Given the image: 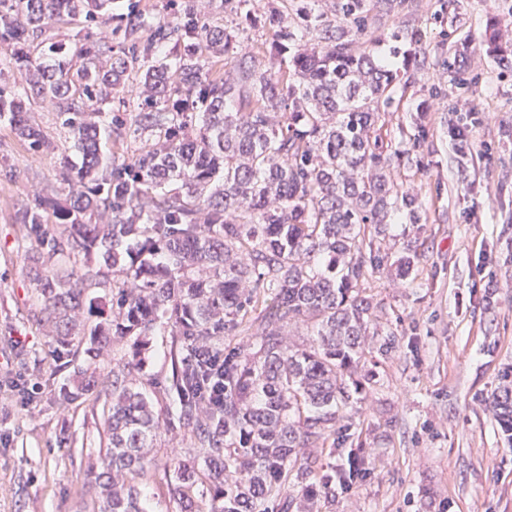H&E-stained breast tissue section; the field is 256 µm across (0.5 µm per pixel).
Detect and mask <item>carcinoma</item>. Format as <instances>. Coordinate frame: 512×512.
Wrapping results in <instances>:
<instances>
[{"instance_id": "carcinoma-1", "label": "carcinoma", "mask_w": 512, "mask_h": 512, "mask_svg": "<svg viewBox=\"0 0 512 512\" xmlns=\"http://www.w3.org/2000/svg\"><path fill=\"white\" fill-rule=\"evenodd\" d=\"M219 0L220 25L196 0H165L171 23L138 37L139 21L116 29L120 49L80 48L73 68L63 46L26 45L60 22L109 23L111 0H0V117L39 152L41 130L25 98L49 104L68 135L61 191L34 195L17 222L28 227V274L38 293L36 321L54 350L86 338L72 404L108 403L102 471L83 486L92 512H149L131 476L145 469L159 429L143 389L140 355L159 325L187 349L224 351V397L211 403L206 373L174 362L180 422L203 451L208 512H289L280 495L289 466L326 441L358 390L345 374L368 335L370 304L360 288L384 265L390 214L424 217L417 197L391 174L406 153L384 141L395 92L430 67L432 49L400 28L390 53L411 45L403 67L376 56L366 0ZM267 28L278 66L267 67L238 20ZM487 53L512 70V42L486 17ZM227 72L209 73L213 56ZM136 85L144 107L106 123L98 102ZM429 107L402 136L420 144ZM145 135L146 148L103 162L105 129ZM111 295L96 309L89 290ZM274 312L245 348L224 334L245 317L258 290ZM98 321L86 322L92 314ZM311 322L310 346L291 348L288 328ZM132 340L125 360L105 367L114 346ZM512 438V384L493 400ZM199 471L178 467L170 482L181 512H201L190 495Z\"/></svg>"}]
</instances>
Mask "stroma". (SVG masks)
<instances>
[{
  "label": "stroma",
  "mask_w": 512,
  "mask_h": 512,
  "mask_svg": "<svg viewBox=\"0 0 512 512\" xmlns=\"http://www.w3.org/2000/svg\"><path fill=\"white\" fill-rule=\"evenodd\" d=\"M490 12L512 29V0H407L398 12L371 10L370 28L384 39L399 26L447 51L460 37L480 34ZM46 36L69 52L78 44L115 43L107 26L59 25ZM467 77L463 90L438 66L419 72L399 111L386 118L385 138L399 142L419 101L441 89L442 106L427 119L417 162L394 170L427 219L413 224L395 215L384 251L389 266L408 257L413 270L402 279L388 267L365 281L378 332L352 369L365 386L340 414L335 448L312 449L316 470H291L281 489L297 499L306 484L331 475L315 512H512V443L491 408L504 374H512V73L476 42ZM452 112L486 117L474 132L472 159L455 153ZM29 117L51 151H30L0 119V512H86V468L108 443L103 403L87 396L65 406L58 399L82 348L56 355L36 321L38 296L26 268L30 240L15 220L34 193L57 189L68 149L53 108L32 105ZM481 265L495 273L496 287L484 286ZM177 350L169 328L157 327L141 369L162 423L153 462L138 480L153 512H180L169 494L177 459L202 454L178 421ZM20 377L38 386L27 405L9 390ZM356 447L363 450L362 474L346 485L338 476L348 468L347 449Z\"/></svg>",
  "instance_id": "stroma-1"
}]
</instances>
